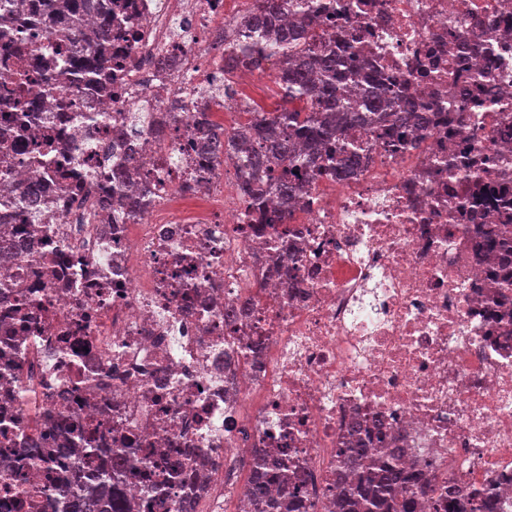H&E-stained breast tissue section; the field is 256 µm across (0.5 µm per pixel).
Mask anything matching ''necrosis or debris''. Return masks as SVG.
Here are the masks:
<instances>
[{
  "instance_id": "4bbe7bcc",
  "label": "necrosis or debris",
  "mask_w": 512,
  "mask_h": 512,
  "mask_svg": "<svg viewBox=\"0 0 512 512\" xmlns=\"http://www.w3.org/2000/svg\"><path fill=\"white\" fill-rule=\"evenodd\" d=\"M349 2L324 22L326 36L355 33L356 64L405 77V101H448L470 75L496 94L464 120L438 115L403 153L376 143L358 171L312 181L285 236L245 210L238 158L211 168L193 138L198 126L245 123L280 72L272 59L265 73L224 76L234 28L259 0H118L111 95L64 84L43 100L50 120L10 157V196L41 184L48 211L36 221L10 210L29 225L36 256L4 268L0 351L22 333L20 299L40 303L41 341L21 357L32 386L68 390L76 362L99 368L71 392L67 414L88 429L111 421L113 439L133 448L189 451L208 467L189 495L209 512L247 491L225 462L256 470L259 448L287 449L305 502L327 512L352 416L382 420L406 465L424 459L435 482L501 494L512 512V316L493 296L496 257L477 251L468 213L448 212L464 182L512 200V166L497 165L512 158V0ZM477 18L489 34L479 45L467 37ZM164 55L175 68L158 67ZM227 79L233 98L169 119L171 104ZM138 105L151 118L127 147L143 166L121 190L154 204L130 224L106 181L117 127ZM37 140L76 143L74 163L28 164ZM465 153L475 165L438 169ZM51 236L68 267L35 278Z\"/></svg>"
}]
</instances>
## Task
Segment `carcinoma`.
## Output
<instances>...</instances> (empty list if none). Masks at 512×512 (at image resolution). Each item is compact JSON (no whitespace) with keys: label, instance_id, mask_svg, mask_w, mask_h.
<instances>
[{"label":"carcinoma","instance_id":"cac0c4a2","mask_svg":"<svg viewBox=\"0 0 512 512\" xmlns=\"http://www.w3.org/2000/svg\"><path fill=\"white\" fill-rule=\"evenodd\" d=\"M38 18L51 29V38L64 41L79 50L56 53L46 58L39 74L41 87L54 92L59 79L71 75L77 84H90L102 72L112 69V0H33ZM345 9L339 0L318 4L314 0H261L257 10L246 16L244 28L267 37L265 46L254 48L243 42L235 52L224 55V73L239 66L264 71L265 61L277 56L282 65L279 86L283 104L274 110L253 113L248 124L239 126L229 137L224 130H204L206 151L212 166L222 162L224 152L240 157L245 176L241 199L251 210L271 224H285V207L306 201L309 183L317 174L340 173L358 166L363 143L342 137L348 127H368L384 141V147L407 146L403 132H423L433 123L434 113L427 105H397L399 94L381 88L366 78L369 87L351 95L342 91L343 82L352 77L346 67L345 52L326 41L321 31L319 11L336 13ZM297 23L283 27L272 20L285 14ZM91 14L97 19L93 36L83 32L79 20ZM30 38L25 29L0 33V54L9 56L17 42ZM0 112L4 127L20 128L41 121L39 99L29 97L22 78L0 81ZM74 158L72 148L63 144L54 151L33 149L28 159L60 165ZM499 223L482 233L480 246L498 257L504 275L503 287L512 284L505 276L512 271V214L503 211ZM30 241L24 224H0V262L28 249ZM40 427L20 437L10 438L9 421L0 424L4 439L0 454L13 462L10 482L5 491L26 485V464L32 458L46 472V489L26 490L30 508L38 512H141L144 504L126 494L129 476L147 469V459L138 448L112 451L108 466L85 478L79 466L62 472L60 460L74 455L92 456L98 451L100 437L78 425L67 426L59 415L41 406L37 414ZM387 427L351 426L343 447L337 450L339 480L333 493L332 512H422L429 500L434 512H500V500L492 495H474L455 482L437 486L415 469H409L400 455L383 449ZM276 484L282 496L275 499L268 486ZM298 474H288L276 462L266 463L261 475L253 478L244 496L242 512H292Z\"/></svg>","mask_w":512,"mask_h":512}]
</instances>
